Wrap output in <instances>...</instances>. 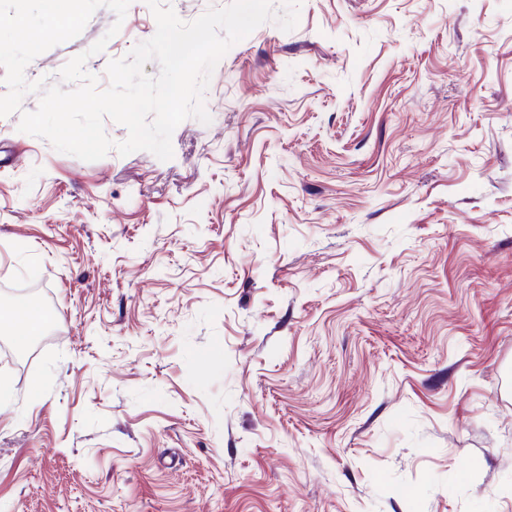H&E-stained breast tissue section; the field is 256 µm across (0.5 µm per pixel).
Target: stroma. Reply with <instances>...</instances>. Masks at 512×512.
I'll use <instances>...</instances> for the list:
<instances>
[{
	"label": "stroma",
	"mask_w": 512,
	"mask_h": 512,
	"mask_svg": "<svg viewBox=\"0 0 512 512\" xmlns=\"http://www.w3.org/2000/svg\"><path fill=\"white\" fill-rule=\"evenodd\" d=\"M99 8L54 85L156 32ZM173 156L0 117V512H512V0H303ZM12 323L22 325V330L18 332L16 338L20 343H24L30 336H36L40 333L45 324V317L34 306L25 303L10 311L7 321L1 315V327H8Z\"/></svg>",
	"instance_id": "1"
}]
</instances>
